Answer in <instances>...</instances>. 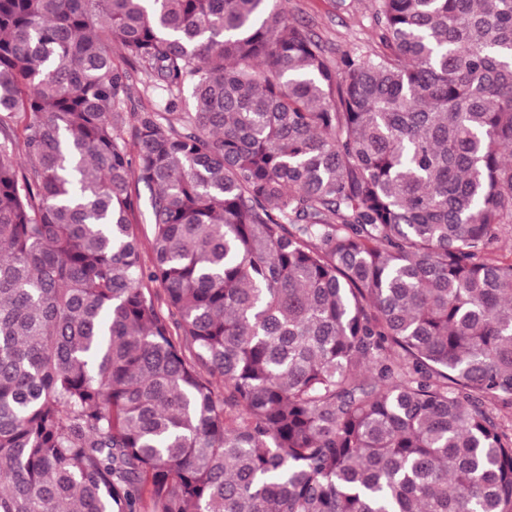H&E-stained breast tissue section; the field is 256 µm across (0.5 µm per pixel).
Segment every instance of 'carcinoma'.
<instances>
[{
  "label": "carcinoma",
  "mask_w": 512,
  "mask_h": 512,
  "mask_svg": "<svg viewBox=\"0 0 512 512\" xmlns=\"http://www.w3.org/2000/svg\"><path fill=\"white\" fill-rule=\"evenodd\" d=\"M375 2L0 0V512H512V0ZM288 0L290 15L307 23L322 39L328 57L341 52L365 51L372 41L374 0Z\"/></svg>",
  "instance_id": "1"
}]
</instances>
